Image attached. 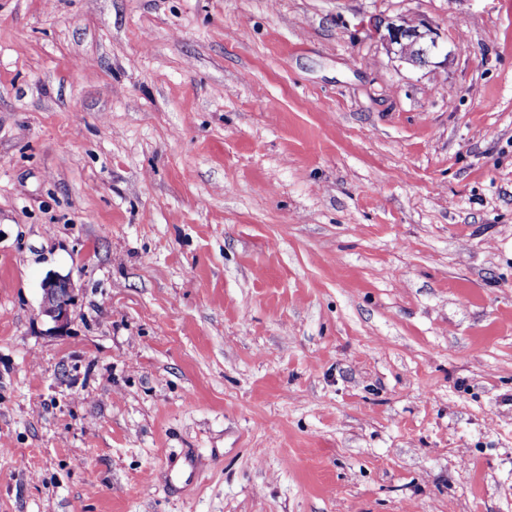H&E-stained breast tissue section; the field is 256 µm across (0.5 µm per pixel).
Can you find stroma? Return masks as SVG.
Wrapping results in <instances>:
<instances>
[{
  "label": "stroma",
  "instance_id": "1",
  "mask_svg": "<svg viewBox=\"0 0 512 512\" xmlns=\"http://www.w3.org/2000/svg\"><path fill=\"white\" fill-rule=\"evenodd\" d=\"M0 512H512V0H0ZM386 30L387 33L383 35V40L390 45H400L401 53L408 61L420 56L425 62L429 55L439 48L436 37L431 36L432 32L429 29L420 31L419 28L411 29L404 25L389 23ZM43 312L60 326H65L70 317L73 288L69 278L49 277L43 284ZM199 465L200 459L193 453H187L180 462L171 464L167 469V479L171 486L191 482Z\"/></svg>",
  "mask_w": 512,
  "mask_h": 512
}]
</instances>
